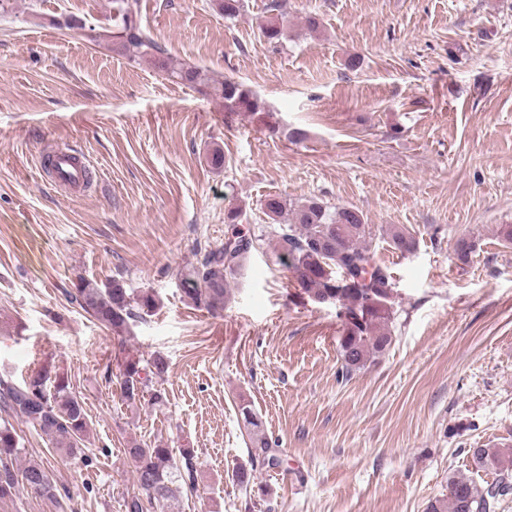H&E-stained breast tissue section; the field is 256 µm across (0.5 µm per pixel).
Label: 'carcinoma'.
Returning a JSON list of instances; mask_svg holds the SVG:
<instances>
[{
	"label": "carcinoma",
	"instance_id": "cac0c4a2",
	"mask_svg": "<svg viewBox=\"0 0 512 512\" xmlns=\"http://www.w3.org/2000/svg\"><path fill=\"white\" fill-rule=\"evenodd\" d=\"M213 2L226 19L236 18L244 8V0ZM266 12L269 16L260 26L261 34L277 43L288 30L285 0H270ZM106 37L112 40L113 49L129 61H149L168 79L189 85L218 102L229 115L265 112L262 101L244 83L219 78L208 69L164 53L138 19V0H112V30ZM263 210L274 224L272 234L277 237L281 258L292 269L303 293L313 302L338 305L343 323L338 338L339 374L345 380L351 378L385 353L393 341L396 301L389 288L392 275L387 266L374 259L371 225L358 208L331 205L317 197L290 206L283 198L270 196L264 200ZM242 215L238 207L229 209L225 223L231 225V230L224 244L205 251L195 264L180 270L181 290L194 305L210 311L224 309L230 296L229 280L239 273L254 247L251 231L241 227ZM388 239L391 248L403 256L416 249V239L405 227L392 226ZM477 247L472 237L458 238V258L467 261ZM67 297L119 335L129 332L134 317L149 315L159 306L154 294L134 295L117 279L104 283L81 277L67 291ZM167 370L168 362L160 354L145 359L125 353L119 363L122 399L134 405L148 394L152 403L164 404V392L150 385L152 379L162 377ZM0 408L39 429L53 447L65 454L83 452L90 431L83 403L70 391L68 380L50 365L20 382L1 377ZM239 414L250 441L249 466L239 468L235 477L246 488L253 480V471L272 468L276 458L262 419L251 405H240ZM22 448V437L12 424L0 423V499L20 489L48 500L57 499V486L45 465L13 466ZM468 452L477 468L495 475L493 482L478 485L464 477L450 476L448 498L430 503L427 512H494L504 496L497 488L512 489L511 449L483 444ZM127 453L138 491L126 498L125 512H152L154 508L157 512H174L178 481L186 480L191 487L195 483L194 450H182L183 473L174 462L172 451L162 444L151 446L134 441Z\"/></svg>",
	"mask_w": 512,
	"mask_h": 512
}]
</instances>
